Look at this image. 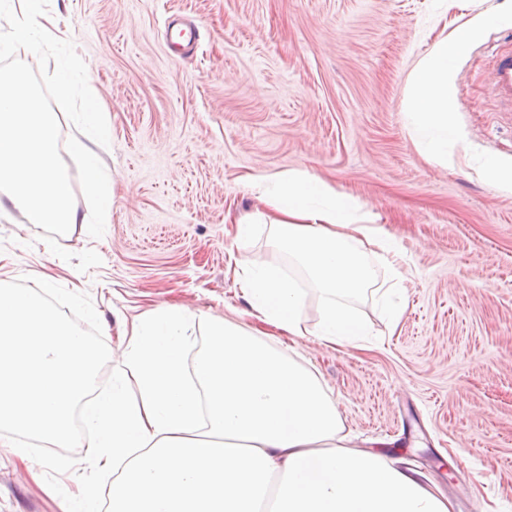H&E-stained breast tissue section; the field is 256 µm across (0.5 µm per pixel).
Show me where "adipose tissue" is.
Returning <instances> with one entry per match:
<instances>
[{
	"label": "adipose tissue",
	"mask_w": 512,
	"mask_h": 512,
	"mask_svg": "<svg viewBox=\"0 0 512 512\" xmlns=\"http://www.w3.org/2000/svg\"><path fill=\"white\" fill-rule=\"evenodd\" d=\"M8 41H56L53 19L35 0H8ZM480 19L436 42L413 76L404 102L422 132L423 153L441 161L451 126L450 64L486 27ZM257 206L237 222L268 227L321 294L317 334L351 344L363 323L350 301L364 293L372 264L403 288L395 238L350 198L308 175L251 174ZM234 273L257 320L291 338L306 335L304 290L281 267L239 264ZM38 289L0 283V428L74 441L81 411L91 477L60 484L62 512H452L381 452L360 450L335 401L308 368L259 333L226 318L209 319L194 375L185 368L193 317L167 306L124 330V362L110 391L87 399L104 351L61 318Z\"/></svg>",
	"instance_id": "obj_1"
}]
</instances>
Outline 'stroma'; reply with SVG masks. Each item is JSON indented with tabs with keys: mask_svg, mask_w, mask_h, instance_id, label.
I'll list each match as a JSON object with an SVG mask.
<instances>
[{
	"mask_svg": "<svg viewBox=\"0 0 512 512\" xmlns=\"http://www.w3.org/2000/svg\"><path fill=\"white\" fill-rule=\"evenodd\" d=\"M87 66L110 130L114 182L101 238L71 226L60 245L97 252L79 272L42 228L0 209V279L35 288L108 351L120 322L179 305L246 321L229 261L283 265L264 227L237 239L225 215L252 211L247 175L309 173L356 199L405 252L406 309L389 325L374 295L355 301L369 328L352 345L316 333L270 344L311 369L361 448L422 472L456 512H512V124L489 88L492 55L512 35V0H38ZM497 21L452 63L446 162L420 150L403 110L438 40L478 14ZM195 26L192 50L168 21ZM58 476L34 482L0 447V512H60Z\"/></svg>",
	"mask_w": 512,
	"mask_h": 512,
	"instance_id": "stroma-1",
	"label": "stroma"
}]
</instances>
